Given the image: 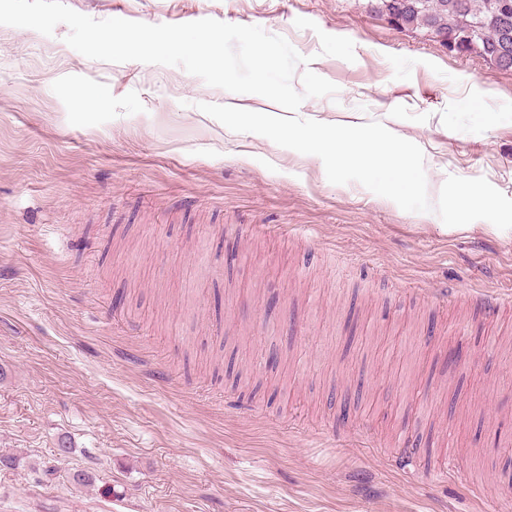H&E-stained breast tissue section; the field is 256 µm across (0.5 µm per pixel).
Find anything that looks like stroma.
<instances>
[{"instance_id":"1","label":"stroma","mask_w":512,"mask_h":512,"mask_svg":"<svg viewBox=\"0 0 512 512\" xmlns=\"http://www.w3.org/2000/svg\"><path fill=\"white\" fill-rule=\"evenodd\" d=\"M65 3L284 36L338 88L298 117L415 143L430 201L450 175L512 198V71L362 0ZM68 33L0 25V454L19 459L0 512H512V303L475 299L512 292V232L332 184L199 109L277 104L87 58ZM76 86L101 106L73 108Z\"/></svg>"}]
</instances>
